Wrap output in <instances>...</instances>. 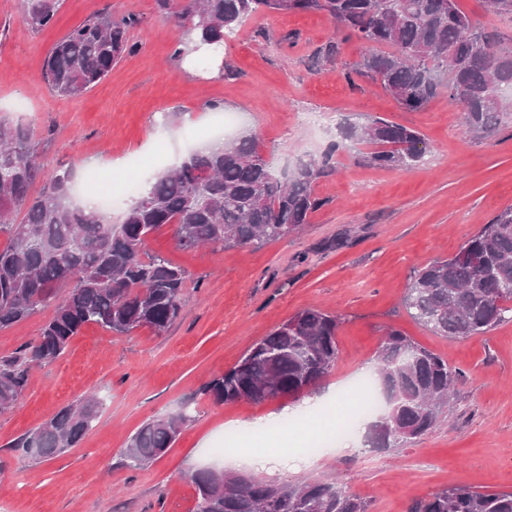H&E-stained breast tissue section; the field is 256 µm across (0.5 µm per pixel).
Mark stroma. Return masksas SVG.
Returning a JSON list of instances; mask_svg holds the SVG:
<instances>
[{
  "label": "stroma",
  "mask_w": 512,
  "mask_h": 512,
  "mask_svg": "<svg viewBox=\"0 0 512 512\" xmlns=\"http://www.w3.org/2000/svg\"><path fill=\"white\" fill-rule=\"evenodd\" d=\"M110 12L136 21L132 52L98 86L76 98L56 95L42 70L52 45L84 21ZM334 25L318 12L263 13L249 18L220 54L175 59L182 36L157 0H63L51 27L26 23L20 0H0V118L34 129L43 177L72 169L76 188L92 172L120 180L132 158L166 171L172 160L213 139L218 113L238 115V133L256 135L273 169L316 157L335 133L301 121L331 112L363 122L382 117L419 131L421 163L408 170L371 168L338 155L336 172L316 186L323 206L300 233L263 246L194 249L178 245L173 226L144 249L187 273L181 312L164 334L139 328L125 335L85 326L56 360L34 367L19 400L0 411V512H193L189 475L222 466L216 449L227 425L295 404V397L216 405L203 395L214 377L296 311L339 315L338 358L314 393L349 391L376 362L386 328L447 359L463 379L428 435L381 452L338 446L300 455L296 438L253 434L246 449L283 456L270 481L336 477L368 501V512H409L413 502L465 483L512 490V321L482 336L451 340L414 320L403 306L414 272L461 245L512 206V123L491 138L465 131L462 112L438 96L417 111L401 108L363 78L348 80L363 49L344 44L329 64L316 59ZM234 76L225 77V67ZM346 237L343 248L336 238ZM45 306L0 330V356L35 341L53 316ZM96 395L99 414L73 448L45 462L19 457L14 440L58 410ZM189 407L191 419L153 463L127 468L122 452L148 420Z\"/></svg>",
  "instance_id": "obj_1"
}]
</instances>
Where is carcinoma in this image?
<instances>
[{
  "label": "carcinoma",
  "mask_w": 512,
  "mask_h": 512,
  "mask_svg": "<svg viewBox=\"0 0 512 512\" xmlns=\"http://www.w3.org/2000/svg\"><path fill=\"white\" fill-rule=\"evenodd\" d=\"M62 0H23L22 17L50 26ZM183 23L174 57L198 45L224 48V39L258 12H320L342 38L328 43L332 61L342 44L367 48L355 73L381 87L399 105L417 110L441 93L462 109L466 132L486 138L512 115V48L475 24L457 0H158ZM134 21L104 15L57 40L43 79L61 97H78L103 82L125 53ZM340 141L318 157L300 159L288 180L263 159L258 139L241 135L218 148L203 147L154 178L151 191L126 211L120 224L105 222L72 199V169L59 168L31 193L42 165L34 131L21 120H0V329L56 302L36 342L0 356V411L22 395L33 367L64 353L87 324L116 334L148 328L160 335L179 317L185 272L165 257L143 251L145 239L174 226L182 248L206 244L259 246L299 231L324 205L318 181L336 171L346 144L369 143L359 162L408 170L421 159V134L372 117L339 123ZM71 285L63 298L58 288ZM403 305L417 322L451 340L483 335L512 321V207L470 237L451 257L417 271ZM337 315L307 307L255 343L232 369L207 383L213 403H262L299 393L330 373L338 357ZM383 406L368 416L364 442L392 448L430 433L462 373L401 331L385 332L376 356ZM90 395L61 408L13 444L25 457L47 461L75 447L98 416ZM187 412L157 416L141 426L123 452L139 469L175 442ZM193 512H368V505L333 479L286 483L254 477L241 484L224 469L191 473ZM409 512H512V491L477 490L460 483L416 501Z\"/></svg>",
  "instance_id": "obj_1"
}]
</instances>
